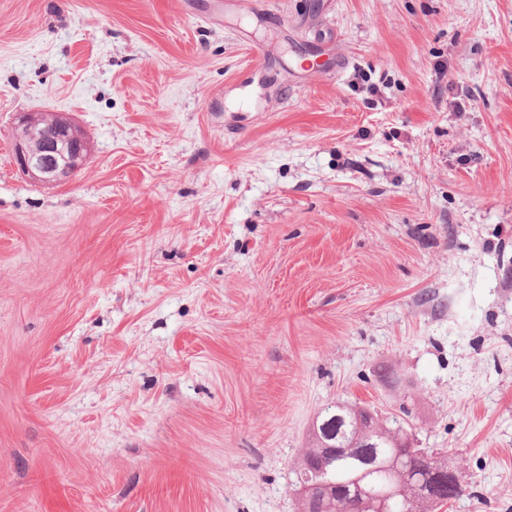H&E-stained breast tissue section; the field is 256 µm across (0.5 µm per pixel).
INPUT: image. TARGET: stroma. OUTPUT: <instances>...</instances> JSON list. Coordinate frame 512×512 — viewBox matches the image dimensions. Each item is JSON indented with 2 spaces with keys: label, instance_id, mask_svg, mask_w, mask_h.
<instances>
[{
  "label": "stroma",
  "instance_id": "35a3bbf8",
  "mask_svg": "<svg viewBox=\"0 0 512 512\" xmlns=\"http://www.w3.org/2000/svg\"><path fill=\"white\" fill-rule=\"evenodd\" d=\"M333 401L512 512V0H0V512H297ZM53 131L35 138L14 137L13 157L17 168L33 182L53 185L61 183L85 164L90 145L81 128L66 113L51 112Z\"/></svg>",
  "mask_w": 512,
  "mask_h": 512
}]
</instances>
